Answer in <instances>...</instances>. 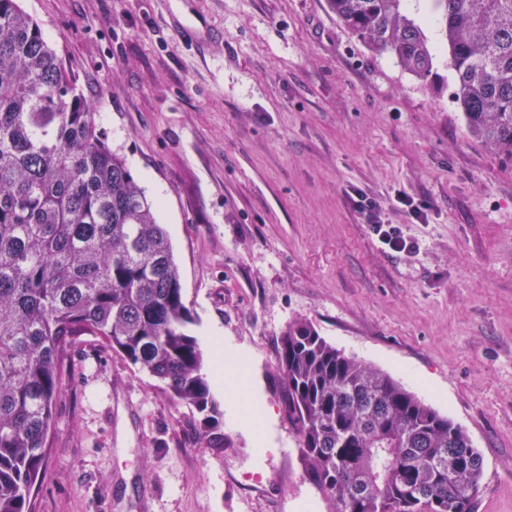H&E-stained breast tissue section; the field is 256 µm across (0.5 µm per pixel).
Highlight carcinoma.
<instances>
[{"mask_svg":"<svg viewBox=\"0 0 512 512\" xmlns=\"http://www.w3.org/2000/svg\"><path fill=\"white\" fill-rule=\"evenodd\" d=\"M469 133L512 163V0H438ZM362 44L427 81L406 0H328ZM170 238L102 138L74 73L20 0H0V512H33L69 348L99 336L217 419ZM277 367L289 430L327 512H474L483 458L388 374L294 320Z\"/></svg>","mask_w":512,"mask_h":512,"instance_id":"cac0c4a2","label":"carcinoma"}]
</instances>
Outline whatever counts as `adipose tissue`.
Returning <instances> with one entry per match:
<instances>
[{"mask_svg":"<svg viewBox=\"0 0 512 512\" xmlns=\"http://www.w3.org/2000/svg\"><path fill=\"white\" fill-rule=\"evenodd\" d=\"M215 352V362L208 376L217 387L231 388L232 393L225 398L226 410L232 425L243 429H255L256 421L250 413L252 401L243 389L246 373L232 354L224 350V338L219 333L208 337Z\"/></svg>","mask_w":512,"mask_h":512,"instance_id":"1","label":"adipose tissue"}]
</instances>
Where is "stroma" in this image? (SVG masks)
Masks as SVG:
<instances>
[{
    "label": "stroma",
    "instance_id": "1",
    "mask_svg": "<svg viewBox=\"0 0 512 512\" xmlns=\"http://www.w3.org/2000/svg\"><path fill=\"white\" fill-rule=\"evenodd\" d=\"M21 4L158 206L190 332L239 351L269 447L225 415L201 446L199 413L84 336L35 512H326L278 392L296 318L460 425L484 461L475 512H512V163L467 133L447 52L421 81L327 0ZM354 188L417 253L381 249Z\"/></svg>",
    "mask_w": 512,
    "mask_h": 512
}]
</instances>
